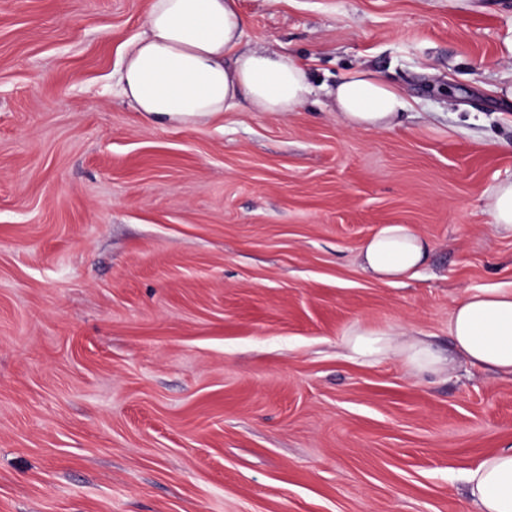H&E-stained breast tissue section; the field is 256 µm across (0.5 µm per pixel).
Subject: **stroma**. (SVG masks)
Returning a JSON list of instances; mask_svg holds the SVG:
<instances>
[{"label":"stroma","mask_w":512,"mask_h":512,"mask_svg":"<svg viewBox=\"0 0 512 512\" xmlns=\"http://www.w3.org/2000/svg\"><path fill=\"white\" fill-rule=\"evenodd\" d=\"M150 0H0V512H478L512 378L346 355L354 325L448 346L466 290L512 288V0H238L243 48L314 91L196 127L116 89ZM364 68L411 107L352 132ZM433 245L399 284L361 243ZM489 209L493 227L512 231V182L500 183L495 188ZM430 244L408 224H384L359 248L358 265L373 279L394 283L415 277Z\"/></svg>","instance_id":"1"}]
</instances>
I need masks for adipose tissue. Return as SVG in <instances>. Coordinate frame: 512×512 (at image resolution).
<instances>
[{
  "label": "adipose tissue",
  "instance_id": "1",
  "mask_svg": "<svg viewBox=\"0 0 512 512\" xmlns=\"http://www.w3.org/2000/svg\"><path fill=\"white\" fill-rule=\"evenodd\" d=\"M244 18L237 0H151L143 29L124 50L118 82L148 122L199 126L247 100L257 112L288 114L313 92L297 60L267 49L241 50ZM350 130L398 126L409 107L403 91L357 69L330 92ZM429 243L406 224H385L359 248L358 265L373 279L415 277ZM453 344L444 353L404 327H352L343 344L364 364L398 358L416 377L447 376L457 362L512 377V288H479L458 299L448 319ZM464 479L479 512H512V445L486 456Z\"/></svg>",
  "mask_w": 512,
  "mask_h": 512
}]
</instances>
